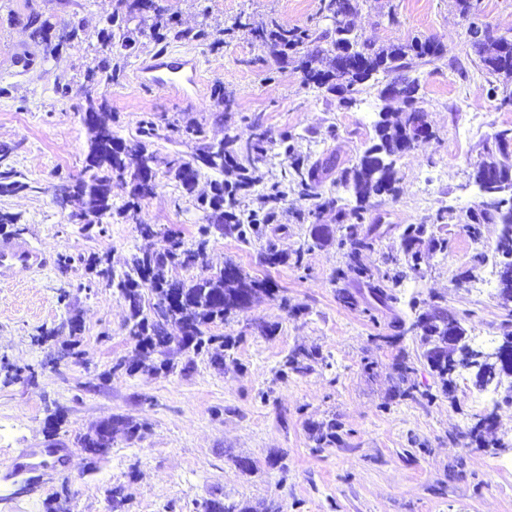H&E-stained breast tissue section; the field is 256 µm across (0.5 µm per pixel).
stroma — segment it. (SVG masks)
I'll list each match as a JSON object with an SVG mask.
<instances>
[{"instance_id":"stroma-1","label":"stroma","mask_w":512,"mask_h":512,"mask_svg":"<svg viewBox=\"0 0 512 512\" xmlns=\"http://www.w3.org/2000/svg\"><path fill=\"white\" fill-rule=\"evenodd\" d=\"M206 3L211 20L231 28L223 47L166 46L200 61L196 96L140 87L136 75L148 59L140 54L110 90L112 128L129 140L146 117L162 129L194 119L207 141L242 145L258 117L271 134L291 135L295 153L278 149L257 162L241 213L261 208L264 188L290 180L296 162L333 154L350 165L372 143L379 112L400 108L379 97L374 80L343 105L305 86L294 64L277 63L248 30L232 27L239 17H271L288 29L318 24L321 0ZM115 6L0 0V143L16 144L8 164L29 185L0 196V213L14 218L0 224V239L27 240L49 259L43 270L0 283V466L28 448L70 457L65 466L0 477V512H204L212 500L245 512H512V377L482 398L473 376L442 378L411 329L438 304L460 320L467 343L481 334L498 342L512 336V310L498 283L482 285L486 267L500 262L493 252L500 227L482 225L483 254L465 229L467 211L481 201L474 171L494 133L512 126V106L503 102L512 81L459 75L480 61L457 0H358L353 18L375 46L429 37L442 49L440 59L412 62L432 135L396 156V193L371 199L377 238L359 262L379 276L404 268L408 224L433 225L447 248L423 251L420 271L408 272L395 300L384 302L365 281L337 276L347 258L336 211L354 206L350 190L323 183L336 205L317 220H300L307 204L292 192L275 222L248 237L212 231L202 268H172L169 278L189 281L231 261L270 287L247 309L210 324V334L231 342L219 365L177 343L141 355L126 328L127 301L87 263L94 254L109 258L119 275L133 254L164 250L169 237L195 247L203 223L195 197L209 192L215 172L204 170L191 194L161 179L134 223L116 216L85 229L52 201L61 178L81 173L87 141L76 99L56 86L64 78L82 82L99 56L87 43L46 52L29 21L38 15L59 26L77 18L94 35ZM23 52L34 59L30 68L15 64ZM219 81L234 100L220 120L212 114ZM142 223L154 225L156 236L143 237ZM270 246L280 262L262 261ZM73 318L81 325L75 335ZM119 361L124 369H116ZM56 413L62 421L51 435L46 422ZM487 416L492 427L472 437ZM106 419L139 432L114 431L108 454L86 467L76 439Z\"/></svg>"}]
</instances>
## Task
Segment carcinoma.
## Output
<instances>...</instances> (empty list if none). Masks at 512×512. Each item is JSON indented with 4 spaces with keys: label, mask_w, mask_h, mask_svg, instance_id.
Listing matches in <instances>:
<instances>
[{
    "label": "carcinoma",
    "mask_w": 512,
    "mask_h": 512,
    "mask_svg": "<svg viewBox=\"0 0 512 512\" xmlns=\"http://www.w3.org/2000/svg\"><path fill=\"white\" fill-rule=\"evenodd\" d=\"M355 6L352 0H322V18L328 21L324 28L295 27L286 29L273 19L256 26L236 19L232 28L248 27L255 39L263 42L271 54L278 60L291 59L296 68L304 74L306 85L325 88L332 94L338 93L336 75L346 74L349 96L342 98L349 104L360 92V87L377 73L390 78L381 89L380 94L389 96L390 88L402 84L408 95L404 96L406 110L399 120L392 122L383 117L375 122V138L373 146L382 150L381 156L387 159V165L380 164L378 158L371 156V150L365 149L350 167L338 171L334 185L350 188L355 194L359 206L350 210L337 209L336 223L342 225L344 234L341 242H350L351 250L347 253L346 270L338 272L337 277L345 275V271L354 272L357 276L368 280L375 295L383 300H394L393 287L403 278L404 271L386 274L374 279L369 270L357 261V255L364 249L373 247L368 230L364 229L366 214L369 212V200L374 196L390 194L394 191L396 181L391 157L403 152L409 133V127L417 120L422 111L417 98L410 93L418 90V78L406 73L407 58L416 56L434 60L440 58L439 44L431 39L414 38L409 42L393 44L388 47H375L361 40L352 27L349 16ZM150 20L148 30L138 29L139 41L129 30V23L135 18ZM29 26L31 37L46 48L55 52L64 45L86 42L91 39L80 20L73 18L61 29L38 16L31 18ZM225 29L209 22V14L203 13V22L195 29H183L176 16L156 3V0H117V7L112 13V24L101 29L97 42L101 47L102 58L97 65L89 67L84 73V81L97 84L105 89L120 83L124 77L128 58L137 56L147 49L161 53L169 41L188 43H209L213 48L224 44ZM468 34L472 48L480 57L482 68L476 71L477 76H502L512 80V42L508 43L501 36L492 34L490 26L474 18L469 22ZM82 121L87 127L89 137L86 145L85 166L81 174L70 180L76 189L78 216L81 224L89 227L94 224H105L112 218V182H140L145 179L146 163H151L153 172L165 168V173L175 180L183 190L192 193L201 170L224 172L227 166L240 172V180L234 184H226L216 180L211 184L210 193L196 199V207L203 213L206 225L200 228V234L209 232L208 224L214 215L222 218L223 224L240 230L244 223L252 225L271 224L276 218V206L284 201L288 191L277 184L267 188L263 195L264 202L270 208L262 213L252 212L246 219H241L236 212L238 196L255 185L257 179L249 173L255 168L268 148L279 146L286 152H295L292 137L283 134L279 142L267 138L261 123H256V139L239 149H230L228 144L220 147L205 145L191 159L161 157L148 151L147 140L157 135L155 122L145 118L140 122L139 137L125 140L112 129V113L105 98L87 97L85 104L80 106ZM167 129L183 139L199 140L204 130L194 121L184 124H170ZM498 154H489V159L481 162L475 169L474 179L479 187H485L484 173L488 168H496L506 180L503 186L508 207L499 209L488 207L485 202L469 211L466 230L473 238L480 237V226L486 222L496 221L501 224V233L495 250L507 263L512 260V151L505 141H512V127H505L493 136ZM121 142L120 147H112V141ZM335 167L333 159L317 161L312 165L295 170L298 177L297 187L300 197L314 201L308 208L307 216L318 218L322 205L317 203L321 197L319 192L323 175ZM158 182L151 188L134 195L119 209L118 214L128 217L136 212L140 201L155 194ZM28 188V184L16 179V173L10 167L0 169V195L15 194ZM426 224H408L402 229L401 237L405 252L410 257L409 267L416 269L420 257L414 251L415 246L424 236H429V243L435 250L444 249V239L428 235ZM207 240L198 242L197 248L185 249L180 241L173 239L166 252L160 254H135L131 259L128 271L117 276L111 267L99 270V275L117 288L130 302L131 317L127 324L128 333L137 339L138 344L149 349H156L167 344L166 336L170 330L185 332L193 341L194 350L201 352L213 351L212 360L219 364L224 359V347L227 341L222 336L206 335L204 328L209 324L224 320L236 311L245 309L260 292L268 291L267 286L250 279L236 264L229 262L217 273L202 275L191 283L181 280H170L166 272L170 267H193L203 256ZM149 288L155 294V303L151 312L154 318L144 315L141 305L140 286ZM461 327L458 319L452 318L436 308L430 313L419 316L415 326L421 330L427 344L441 342L440 349L446 359H454L456 347L448 344V324Z\"/></svg>",
    "instance_id": "cac0c4a2"
}]
</instances>
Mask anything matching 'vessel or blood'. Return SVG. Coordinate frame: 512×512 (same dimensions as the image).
Segmentation results:
<instances>
[{"mask_svg":"<svg viewBox=\"0 0 512 512\" xmlns=\"http://www.w3.org/2000/svg\"><path fill=\"white\" fill-rule=\"evenodd\" d=\"M140 84L154 86L181 96H191L198 90V64L194 58L181 53L151 57L138 70ZM47 259L29 242L20 239L0 240V281H8L31 271L45 268ZM58 450H26L10 464L11 473L59 460Z\"/></svg>","mask_w":512,"mask_h":512,"instance_id":"b4317fda","label":"vessel or blood"}]
</instances>
